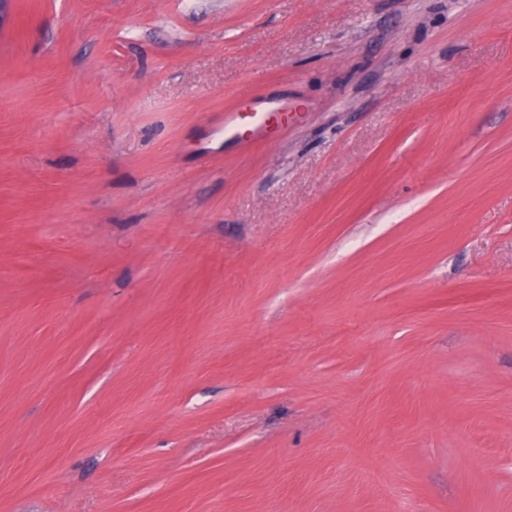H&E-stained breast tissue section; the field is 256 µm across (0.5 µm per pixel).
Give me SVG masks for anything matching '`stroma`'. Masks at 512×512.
<instances>
[{"label": "stroma", "mask_w": 512, "mask_h": 512, "mask_svg": "<svg viewBox=\"0 0 512 512\" xmlns=\"http://www.w3.org/2000/svg\"><path fill=\"white\" fill-rule=\"evenodd\" d=\"M12 11L0 512H512V0Z\"/></svg>", "instance_id": "1"}]
</instances>
